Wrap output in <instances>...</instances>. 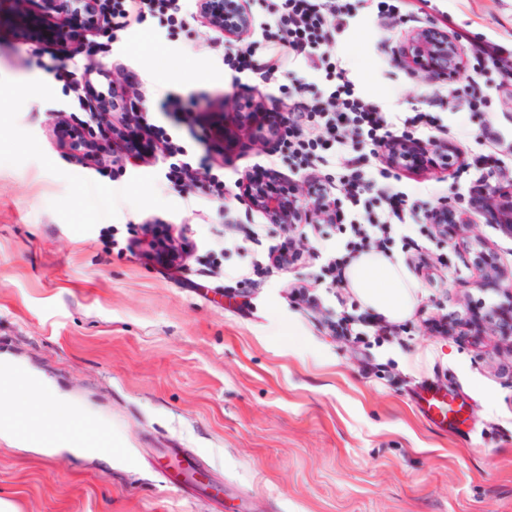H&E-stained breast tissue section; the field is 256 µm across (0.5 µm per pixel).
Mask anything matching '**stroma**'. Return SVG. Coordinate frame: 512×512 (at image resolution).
<instances>
[{"label":"stroma","instance_id":"obj_1","mask_svg":"<svg viewBox=\"0 0 512 512\" xmlns=\"http://www.w3.org/2000/svg\"><path fill=\"white\" fill-rule=\"evenodd\" d=\"M137 10L122 28L67 23L64 56L0 34V359L72 397L114 443L108 457L50 454L0 434V499L16 512H210L155 470L157 449L176 447L224 485V512H512V374L501 369L512 357L487 321L506 299L473 287L466 256L482 243L512 269V238L469 195L479 178L512 187V83L499 88L496 70L476 79L468 68L430 82L393 56L430 24L463 34L466 54L489 39L512 53V0H402L382 17L360 8L326 49L361 96L430 111L435 138L461 156L451 174L409 171L357 143L368 200L391 186L414 204L389 254L419 286L393 334L368 327L360 343L331 330L367 312L328 267L348 221L303 225L313 256L280 268L271 249L297 236L236 197L259 164L302 201L335 193L344 164L295 167L250 109L287 111L298 84H322L323 73L300 59L270 80L235 70L229 58L245 42L225 47L193 0L178 20ZM91 57L102 68L89 75ZM473 80L491 93L484 111L465 116ZM116 86L137 92L127 111L145 106L151 129L202 160L199 184L169 183L158 148L93 163L61 147L58 128L88 120V104ZM490 149L503 160L493 171L477 161ZM215 172L228 189L221 205L209 192ZM424 186L434 194L419 197ZM445 198L471 215L449 242L423 219ZM146 224L188 237L193 250L174 265L160 260L141 242ZM110 236L123 250L106 246ZM300 285L313 302L292 296ZM461 311L479 330H429ZM422 384L461 396L464 424L427 423L412 402Z\"/></svg>","mask_w":512,"mask_h":512}]
</instances>
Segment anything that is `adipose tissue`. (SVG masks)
Returning a JSON list of instances; mask_svg holds the SVG:
<instances>
[{"label": "adipose tissue", "instance_id": "ef3b65f1", "mask_svg": "<svg viewBox=\"0 0 512 512\" xmlns=\"http://www.w3.org/2000/svg\"><path fill=\"white\" fill-rule=\"evenodd\" d=\"M347 280L357 298L380 315L394 320L405 319L412 312L419 287L395 261L379 252L360 254L347 268ZM22 401L0 402V417L17 414L19 404H26L33 417L46 414L73 413V406L61 398H49L44 382L28 379L22 387Z\"/></svg>", "mask_w": 512, "mask_h": 512}]
</instances>
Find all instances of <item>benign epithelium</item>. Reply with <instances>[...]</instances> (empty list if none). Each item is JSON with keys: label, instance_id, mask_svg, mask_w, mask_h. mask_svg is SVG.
Masks as SVG:
<instances>
[{"label": "benign epithelium", "instance_id": "obj_1", "mask_svg": "<svg viewBox=\"0 0 512 512\" xmlns=\"http://www.w3.org/2000/svg\"><path fill=\"white\" fill-rule=\"evenodd\" d=\"M76 0H10L9 6L0 11V29L8 26L25 30L65 52V33L61 23L52 21L53 14L70 10ZM197 9L208 27L224 36V43L233 42L247 34L253 25L245 0H197ZM395 58L405 69L427 78H451L463 69L464 51L458 40L448 31L437 26L412 30L397 48ZM94 125L87 126L86 138L93 151L84 155L87 160L98 161L109 152L110 145L128 134V130L114 121L113 109L94 105L89 109ZM427 151L420 142L408 134L396 136L383 147L388 162L396 168H413L412 160ZM278 180L259 186L250 179L241 181L240 199L248 209L261 213L268 223L278 224L295 233L301 224L318 220L334 224L339 215V203L324 194L309 206H304L294 193L278 190ZM490 215L494 223L512 237V190L504 191L496 185L487 186L482 196L474 201ZM435 233L444 238V227L451 223L462 231L469 226L467 211L442 200L427 214ZM472 266L476 272L473 285L502 292L512 302V276L499 264L496 253L487 246L475 250Z\"/></svg>", "mask_w": 512, "mask_h": 512}]
</instances>
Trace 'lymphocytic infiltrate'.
Listing matches in <instances>:
<instances>
[{"instance_id":"lymphocytic-infiltrate-1","label":"lymphocytic infiltrate","mask_w":512,"mask_h":512,"mask_svg":"<svg viewBox=\"0 0 512 512\" xmlns=\"http://www.w3.org/2000/svg\"><path fill=\"white\" fill-rule=\"evenodd\" d=\"M351 12L345 0H278L268 20L259 24L251 47L236 54V67L259 72L268 80L294 57L319 67L325 62L324 45L344 27ZM333 77L334 84L310 98L305 95V87H298L299 99L289 114L270 110L262 113L261 119L271 128L288 124V150L301 164L312 162L321 149L336 158L346 157L351 172L340 181L338 190L355 223L350 227L351 236L345 248L347 254L363 253L374 247H386L397 227L406 221L408 201L404 192L389 191L380 213L374 219L364 220L367 184L359 158L352 155L356 139L365 137L381 143L398 127L424 136L432 129L435 118L427 112L408 115L388 111L356 94L344 71H335ZM310 124L323 129L324 138H309L305 128Z\"/></svg>"}]
</instances>
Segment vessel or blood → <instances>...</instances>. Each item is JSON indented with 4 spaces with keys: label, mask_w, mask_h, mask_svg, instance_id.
I'll return each mask as SVG.
<instances>
[{
    "label": "vessel or blood",
    "mask_w": 512,
    "mask_h": 512,
    "mask_svg": "<svg viewBox=\"0 0 512 512\" xmlns=\"http://www.w3.org/2000/svg\"><path fill=\"white\" fill-rule=\"evenodd\" d=\"M413 401L420 415L440 429L457 424L464 408L456 394L431 385L420 386L414 393ZM58 423L57 435L48 437L33 424L30 417L20 415L12 421L20 437L41 447H87L111 451V435L102 431L94 434L85 433L81 418L64 416L59 418ZM156 466L168 484L185 495L206 497L212 506V512H223V486L213 482L210 473L190 451L184 448L158 449Z\"/></svg>",
    "instance_id": "1"
}]
</instances>
